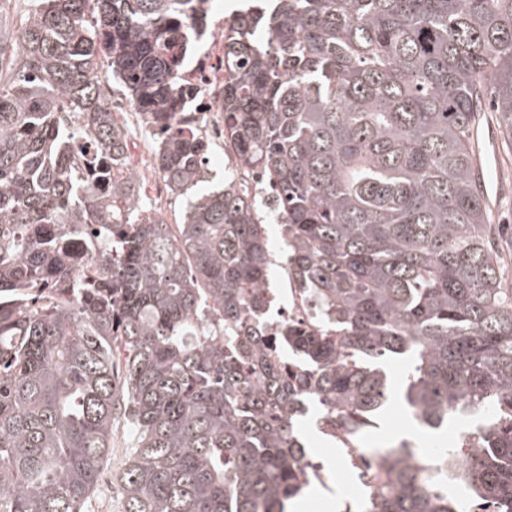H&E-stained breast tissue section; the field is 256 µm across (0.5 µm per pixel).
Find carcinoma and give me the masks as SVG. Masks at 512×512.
<instances>
[{
    "label": "carcinoma",
    "instance_id": "obj_1",
    "mask_svg": "<svg viewBox=\"0 0 512 512\" xmlns=\"http://www.w3.org/2000/svg\"><path fill=\"white\" fill-rule=\"evenodd\" d=\"M194 12L38 0L0 73V512H85L119 414L125 512H286L312 467L298 422L356 440L394 399L436 432L474 425L372 451L388 481L365 512H465L450 478L512 512V287L475 140L492 112L512 154V0H265L221 33L224 141L272 184L291 270L335 312L278 336L256 324L272 260L252 199L200 193L174 233L116 172L102 50L161 129L171 192L208 181V144L176 121ZM89 234L106 259L77 276L62 244Z\"/></svg>",
    "mask_w": 512,
    "mask_h": 512
}]
</instances>
